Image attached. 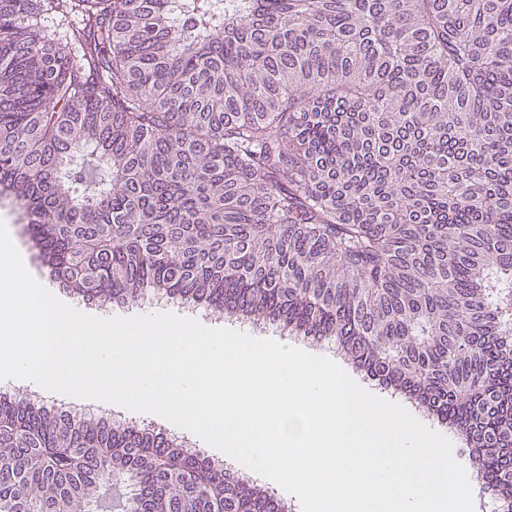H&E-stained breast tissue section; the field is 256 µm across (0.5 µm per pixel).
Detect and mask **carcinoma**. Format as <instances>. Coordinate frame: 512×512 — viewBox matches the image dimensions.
Returning a JSON list of instances; mask_svg holds the SVG:
<instances>
[{
    "mask_svg": "<svg viewBox=\"0 0 512 512\" xmlns=\"http://www.w3.org/2000/svg\"><path fill=\"white\" fill-rule=\"evenodd\" d=\"M53 279L332 341L512 500V0H0V196ZM274 512L0 395V512Z\"/></svg>",
    "mask_w": 512,
    "mask_h": 512,
    "instance_id": "1",
    "label": "carcinoma"
}]
</instances>
